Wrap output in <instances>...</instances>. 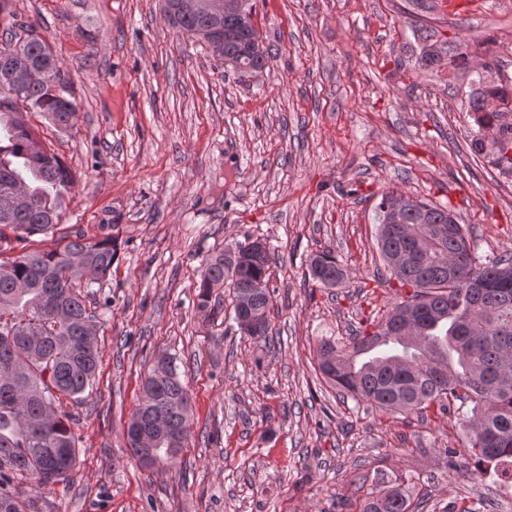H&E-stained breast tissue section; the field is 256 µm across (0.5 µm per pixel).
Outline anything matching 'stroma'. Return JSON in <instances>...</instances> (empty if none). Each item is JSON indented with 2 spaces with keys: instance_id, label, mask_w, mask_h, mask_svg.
I'll return each mask as SVG.
<instances>
[{
  "instance_id": "1",
  "label": "stroma",
  "mask_w": 512,
  "mask_h": 512,
  "mask_svg": "<svg viewBox=\"0 0 512 512\" xmlns=\"http://www.w3.org/2000/svg\"><path fill=\"white\" fill-rule=\"evenodd\" d=\"M273 57L247 75L178 34L163 0H0V33L32 28L77 101L61 131L29 114L75 176L52 235L4 257L93 240L115 225L112 274L90 301L100 359L89 395L62 399L79 437L68 482L23 492L34 512H358L360 488L409 479L424 512H512L494 471L462 447L454 416L351 412L316 376L324 336L349 338L397 299L378 284L375 207L396 191L454 211L480 257L512 254V175L471 149L459 119L468 70L418 68L407 0H255ZM440 39L512 26V0H437ZM261 239L275 250L273 339L240 333L228 286L199 309L206 258ZM346 270L326 288L309 254ZM189 395L188 445L140 465L125 429L158 354ZM307 277L323 286L333 287L345 278L344 267L338 262L334 252L325 249L316 251L307 260Z\"/></svg>"
}]
</instances>
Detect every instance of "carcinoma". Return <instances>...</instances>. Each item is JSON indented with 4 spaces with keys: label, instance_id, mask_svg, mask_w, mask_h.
I'll list each match as a JSON object with an SVG mask.
<instances>
[{
    "label": "carcinoma",
    "instance_id": "1",
    "mask_svg": "<svg viewBox=\"0 0 512 512\" xmlns=\"http://www.w3.org/2000/svg\"><path fill=\"white\" fill-rule=\"evenodd\" d=\"M191 0H176L169 22L181 34L194 37L209 27V16L192 8ZM224 54L236 61L235 71L251 73L266 66L268 49L245 51L242 18L224 15ZM422 70L466 64L468 44L461 39L441 41L433 28L416 30ZM0 243L3 229L18 241L47 234L57 225L59 209L74 185L65 161L54 151L30 153L37 141L25 119L39 113L55 127H69L76 107L61 72L57 83L42 75L58 66L48 42L32 33L0 41ZM29 72L14 89L7 85L11 70ZM500 77L470 82L466 112L477 128H492L488 102L505 103L512 75L498 61L486 66ZM473 151L486 154L497 167L512 172V136L494 130L486 142L474 138ZM403 197L382 195L377 205V246L382 283L396 280L411 292L395 301L374 331L361 329L348 343L333 337L318 345V370L342 399L367 403L381 411L423 414L435 407L456 414L467 430L463 450L444 449L448 469L463 453L512 481V257L485 261L475 253L457 217L446 207L408 197L404 223L389 224L386 206ZM102 225L103 234L87 242L77 234L61 249L31 250L0 262V512H21L16 480L28 477L40 491L65 481L70 470L46 475V457L52 448H66L70 465L76 461V439L65 414L57 413L61 398L81 399L92 387L99 351L94 311L87 308L84 289L112 273L118 255L117 238ZM402 260L404 275L393 274L390 259ZM272 255L243 262L227 253L207 259L198 294L199 306L210 303V289L229 283L251 288L252 317L257 331L251 338L267 341L271 333L269 291ZM307 277L333 287L345 278L334 252L325 249L307 260ZM411 304L415 317L409 330L396 326L403 306ZM158 390L170 432L183 440L190 436L189 399L173 361L152 368L144 387ZM149 396L132 418L153 421ZM409 499L398 483L362 497L360 512H409Z\"/></svg>",
    "mask_w": 512,
    "mask_h": 512
}]
</instances>
